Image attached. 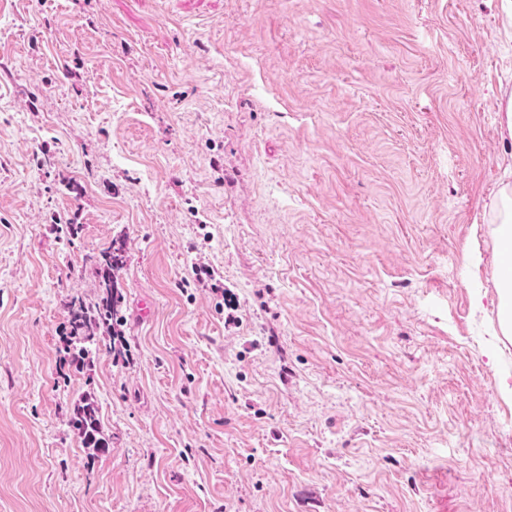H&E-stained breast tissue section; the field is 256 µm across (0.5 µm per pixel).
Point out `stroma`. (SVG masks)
Returning a JSON list of instances; mask_svg holds the SVG:
<instances>
[{
	"label": "stroma",
	"instance_id": "35a3bbf8",
	"mask_svg": "<svg viewBox=\"0 0 512 512\" xmlns=\"http://www.w3.org/2000/svg\"><path fill=\"white\" fill-rule=\"evenodd\" d=\"M511 99L512 0H0V512H512ZM500 223L498 234L506 245V250L502 253V262L504 264L508 261L512 266V192L510 194L506 188L501 191ZM87 261L89 268L99 279L102 295L94 304L79 301L68 308L69 325L74 340L64 346L63 352L64 358L76 365L84 361L91 346L97 345L99 333H108L112 329V317L120 302L115 276L124 262L123 248L119 244H111L98 256L86 257V268ZM71 424L85 448H92L93 454L104 453L107 450L103 439L99 437V411L94 402L86 401L81 404L71 419Z\"/></svg>",
	"mask_w": 512,
	"mask_h": 512
}]
</instances>
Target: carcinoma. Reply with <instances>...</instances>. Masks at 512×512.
Instances as JSON below:
<instances>
[{"label": "carcinoma", "instance_id": "carcinoma-1", "mask_svg": "<svg viewBox=\"0 0 512 512\" xmlns=\"http://www.w3.org/2000/svg\"><path fill=\"white\" fill-rule=\"evenodd\" d=\"M89 268L99 279L102 295L94 304L73 303L68 310L71 335L74 340L64 348V358L72 364H80L89 353V348L99 341V333L110 332L112 317L120 302L116 271L124 262L123 248L113 244L97 256H88ZM71 424L85 447L94 453H103L107 447L100 437L98 407L91 401L81 404Z\"/></svg>", "mask_w": 512, "mask_h": 512}]
</instances>
